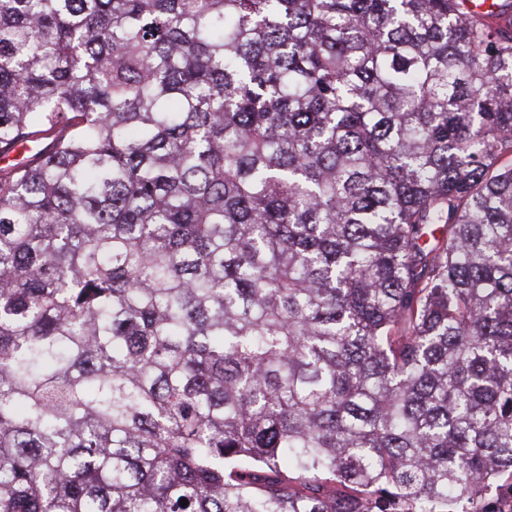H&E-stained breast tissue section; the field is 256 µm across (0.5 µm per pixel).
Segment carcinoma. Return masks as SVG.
<instances>
[{
    "mask_svg": "<svg viewBox=\"0 0 512 512\" xmlns=\"http://www.w3.org/2000/svg\"><path fill=\"white\" fill-rule=\"evenodd\" d=\"M464 2L0 0V512H512Z\"/></svg>",
    "mask_w": 512,
    "mask_h": 512,
    "instance_id": "cac0c4a2",
    "label": "carcinoma"
}]
</instances>
